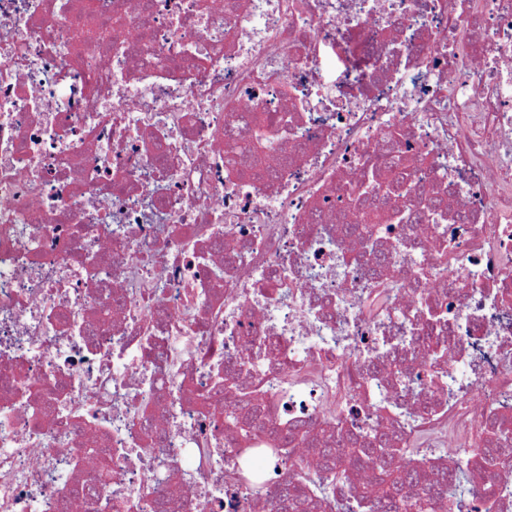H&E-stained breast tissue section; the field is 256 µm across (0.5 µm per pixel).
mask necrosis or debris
I'll use <instances>...</instances> for the list:
<instances>
[{"label": "necrosis or debris", "instance_id": "necrosis-or-debris-1", "mask_svg": "<svg viewBox=\"0 0 512 512\" xmlns=\"http://www.w3.org/2000/svg\"><path fill=\"white\" fill-rule=\"evenodd\" d=\"M149 4L0 0V512H110L144 489L142 512L276 504L299 459L265 463L261 499L225 479L269 442L233 443L214 366L262 380L270 425L395 429L470 460L464 508L440 512H483L471 434L492 407L512 429V0ZM242 112L266 148L233 175ZM393 127L409 186L376 216L351 200ZM429 183L448 206L412 223Z\"/></svg>", "mask_w": 512, "mask_h": 512}]
</instances>
